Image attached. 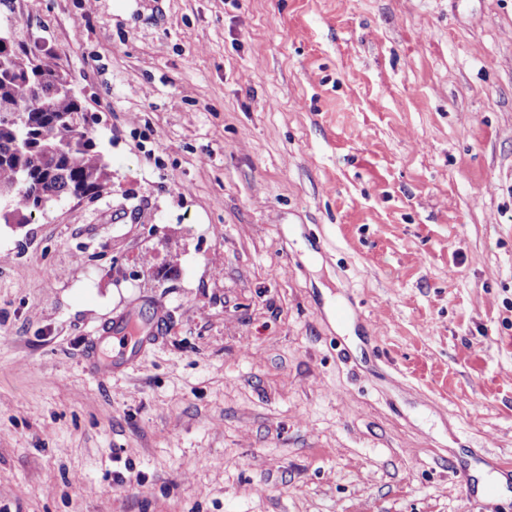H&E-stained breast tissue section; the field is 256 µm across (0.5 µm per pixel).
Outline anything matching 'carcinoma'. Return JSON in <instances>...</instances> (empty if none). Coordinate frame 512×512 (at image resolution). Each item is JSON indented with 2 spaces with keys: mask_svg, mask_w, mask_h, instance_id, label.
Instances as JSON below:
<instances>
[{
  "mask_svg": "<svg viewBox=\"0 0 512 512\" xmlns=\"http://www.w3.org/2000/svg\"><path fill=\"white\" fill-rule=\"evenodd\" d=\"M24 50L0 49V114L25 112L28 123L12 126L0 119V221L28 224L44 213L34 192L57 197L100 195L112 172L91 133L73 135V116L85 118L80 99L60 91L56 65L39 59L38 69H15Z\"/></svg>",
  "mask_w": 512,
  "mask_h": 512,
  "instance_id": "cac0c4a2",
  "label": "carcinoma"
}]
</instances>
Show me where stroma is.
Masks as SVG:
<instances>
[{"mask_svg": "<svg viewBox=\"0 0 512 512\" xmlns=\"http://www.w3.org/2000/svg\"><path fill=\"white\" fill-rule=\"evenodd\" d=\"M0 31L112 170L0 223V512H512L470 473L512 462V0H0ZM160 326H162L160 317H158L155 325L151 329L148 327L146 330L139 332H131L122 322L115 324L114 327L110 329L113 335L112 337L127 343V345L129 344L128 357L125 364L123 366H113L110 365L111 361H103L101 359L97 361L94 355L88 354L86 357L88 368L96 374L108 376L121 371L126 365H133L140 350L147 344H153L156 341Z\"/></svg>", "mask_w": 512, "mask_h": 512, "instance_id": "stroma-1", "label": "stroma"}]
</instances>
